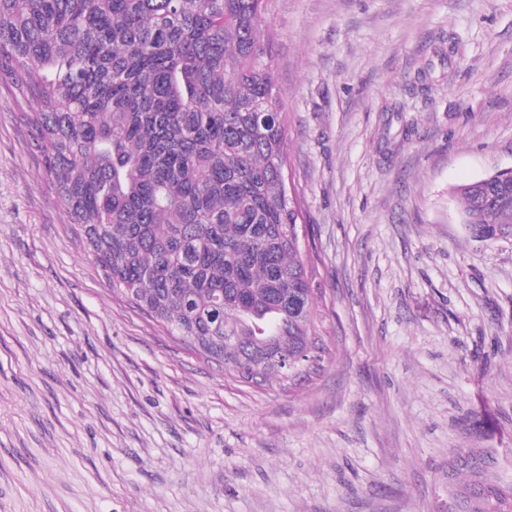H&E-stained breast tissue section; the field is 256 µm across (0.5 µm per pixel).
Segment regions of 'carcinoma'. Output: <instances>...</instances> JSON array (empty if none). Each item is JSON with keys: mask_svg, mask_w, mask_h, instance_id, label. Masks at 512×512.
Here are the masks:
<instances>
[{"mask_svg": "<svg viewBox=\"0 0 512 512\" xmlns=\"http://www.w3.org/2000/svg\"><path fill=\"white\" fill-rule=\"evenodd\" d=\"M270 0H0V94L103 276L241 382L320 369L323 291L289 191ZM477 241L512 236V172L458 186ZM448 512H512L490 452L455 449Z\"/></svg>", "mask_w": 512, "mask_h": 512, "instance_id": "1", "label": "carcinoma"}]
</instances>
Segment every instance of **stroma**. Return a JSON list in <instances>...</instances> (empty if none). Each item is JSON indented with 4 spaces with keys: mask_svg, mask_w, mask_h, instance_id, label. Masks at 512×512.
Listing matches in <instances>:
<instances>
[{
    "mask_svg": "<svg viewBox=\"0 0 512 512\" xmlns=\"http://www.w3.org/2000/svg\"><path fill=\"white\" fill-rule=\"evenodd\" d=\"M324 368L225 379L114 292L0 97V512H448L512 474V237L451 187L512 168V0H272ZM459 475L448 491V512H512V479L500 475L490 452L455 449Z\"/></svg>",
    "mask_w": 512,
    "mask_h": 512,
    "instance_id": "35a3bbf8",
    "label": "stroma"
}]
</instances>
